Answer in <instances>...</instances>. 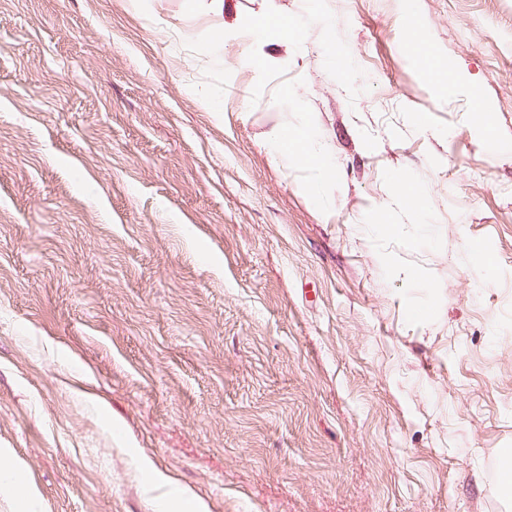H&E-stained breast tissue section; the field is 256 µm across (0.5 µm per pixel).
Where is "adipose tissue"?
I'll list each match as a JSON object with an SVG mask.
<instances>
[{"mask_svg":"<svg viewBox=\"0 0 512 512\" xmlns=\"http://www.w3.org/2000/svg\"><path fill=\"white\" fill-rule=\"evenodd\" d=\"M244 35L251 46L252 62L262 69L271 67L277 65L278 60L266 53L265 48L270 38L287 39L288 21L280 10L275 9L262 18L250 22ZM266 149L272 160L284 167L299 166L319 171L330 168L332 159L330 145L309 130L296 133L284 129L273 131Z\"/></svg>","mask_w":512,"mask_h":512,"instance_id":"ef3b65f1","label":"adipose tissue"}]
</instances>
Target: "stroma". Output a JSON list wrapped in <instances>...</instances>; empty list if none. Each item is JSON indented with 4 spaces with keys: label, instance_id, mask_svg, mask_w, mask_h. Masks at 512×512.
I'll return each mask as SVG.
<instances>
[{
    "label": "stroma",
    "instance_id": "1",
    "mask_svg": "<svg viewBox=\"0 0 512 512\" xmlns=\"http://www.w3.org/2000/svg\"><path fill=\"white\" fill-rule=\"evenodd\" d=\"M278 5L0 0V512H512V0ZM272 8V12L250 22L244 31V37L251 46L250 59L261 69L279 64V60L274 58L273 54H268L264 50L269 44V39L274 36L279 41L288 39V20L279 9L274 6ZM272 160L283 167L299 166L306 169L329 171L332 149L322 138L311 130L288 133V130H274L266 145Z\"/></svg>",
    "mask_w": 512,
    "mask_h": 512
}]
</instances>
